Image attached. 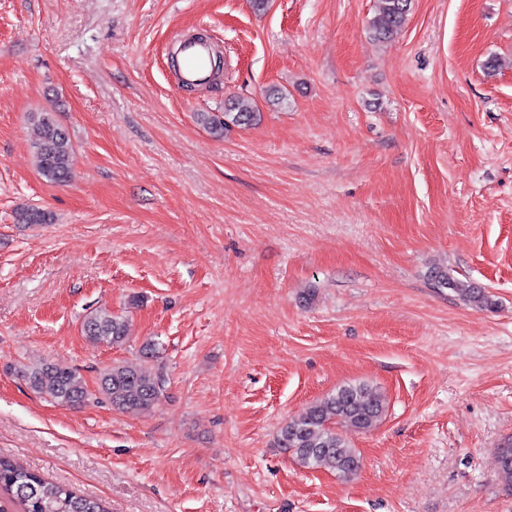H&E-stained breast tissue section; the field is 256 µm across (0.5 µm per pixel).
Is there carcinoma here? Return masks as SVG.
I'll return each mask as SVG.
<instances>
[{
	"label": "carcinoma",
	"mask_w": 512,
	"mask_h": 512,
	"mask_svg": "<svg viewBox=\"0 0 512 512\" xmlns=\"http://www.w3.org/2000/svg\"><path fill=\"white\" fill-rule=\"evenodd\" d=\"M412 0H378L375 15L368 22L372 38L388 42L405 25ZM198 121L217 138L235 127L251 126L259 120L251 102L235 99L219 114L197 113ZM36 138L34 160L38 172L48 182L62 184L69 180L74 145L68 129L54 111H43L31 117ZM50 215L38 208H28L18 215L22 224H45ZM429 277L438 288H447L457 297L481 310L493 309L488 293L475 283L454 277L448 268L434 266ZM83 336L94 343L120 346L127 339V322L107 308L87 314L82 323ZM159 343L143 346L140 364H114L101 373L98 390L120 410L137 413L153 407L166 390L163 368L156 364ZM29 387L63 406L83 404L89 396L81 374L73 369H60L49 360L24 371ZM386 408L384 396L365 384L339 387L326 398L310 405L288 419L279 429L276 446L291 454L305 468H323L350 479L360 468V458L340 428L360 432L373 429ZM501 478L512 488V436L501 440L496 448ZM0 512H107L99 500L79 494L74 489L51 482L30 470L18 467L0 455Z\"/></svg>",
	"instance_id": "carcinoma-1"
}]
</instances>
